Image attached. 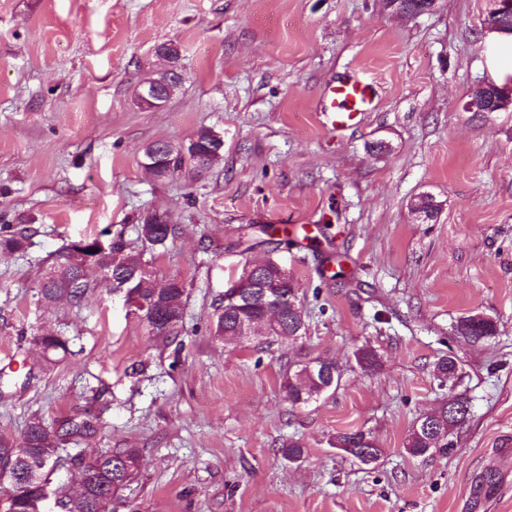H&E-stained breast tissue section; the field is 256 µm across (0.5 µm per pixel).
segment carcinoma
Listing matches in <instances>:
<instances>
[{"mask_svg":"<svg viewBox=\"0 0 512 512\" xmlns=\"http://www.w3.org/2000/svg\"><path fill=\"white\" fill-rule=\"evenodd\" d=\"M167 68L147 82L164 89L173 80L172 64L179 62V54H165ZM147 150H154L161 164L156 172L159 178L168 177L182 169L187 162L197 169L211 167L207 160L184 153L181 146L158 140ZM176 227L168 222L153 224L145 217L136 225L137 239L142 248L130 247L124 235L118 233L109 238L110 246L104 251L89 252L96 241L87 237L70 242L52 262L41 269L37 285L38 301L47 304L66 299L71 303L81 302L92 283L88 272L92 269L112 271V275L128 280V292L145 301L154 302V310L143 318L151 334L167 342L179 336L186 303V288L180 280L168 287H161L142 274V269L151 266L147 251L163 246L174 237ZM30 236L12 224L0 225V253H16L26 250ZM259 272L272 293L271 300L263 303L245 297L224 298L217 308L213 335L229 345H243L247 339L241 337L240 325L244 321L254 322L258 331L265 332V339L284 336L294 337L298 330L286 323L292 318L293 307H301L299 288L288 273V269L271 256L261 261L245 260L241 273ZM457 332L462 338L476 343L495 335L492 320L470 315L459 320ZM33 342L42 349L44 360L54 364L71 353L69 340L50 329L33 336ZM462 371L461 362L454 356H442L434 364L435 380L443 383ZM340 372L332 361L313 360L299 365L287 373L281 387L288 402L308 405L318 401L324 394L336 388ZM469 401L458 395H448L442 404L431 412L426 421H417L405 442V448L413 456H423L433 448L446 449L453 446L449 440L454 429L461 425L467 414L459 416L448 412L455 405H467ZM103 410L77 411L68 414L51 425L35 418L28 424L18 440L0 437V495L5 497L6 512H48V503H53L60 512H116L122 503V490L134 481L140 472L141 450L138 448H109L90 456L82 454L71 458L72 466L79 475L78 489L70 491L57 482L55 473L61 452L70 442H77L95 435L102 423ZM341 443L350 442L357 448L370 450L371 460L381 455V449L364 432L346 431L336 435Z\"/></svg>","mask_w":512,"mask_h":512,"instance_id":"carcinoma-1","label":"carcinoma"}]
</instances>
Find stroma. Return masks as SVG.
Instances as JSON below:
<instances>
[{"label": "stroma", "instance_id": "stroma-1", "mask_svg": "<svg viewBox=\"0 0 512 512\" xmlns=\"http://www.w3.org/2000/svg\"><path fill=\"white\" fill-rule=\"evenodd\" d=\"M490 7L0 0V225L32 231L26 252L0 254V436L94 407L100 391L104 429L67 452L140 449L117 512H512V110L465 107L496 78ZM170 42L183 86L164 108L139 106ZM347 74L372 83L374 102L337 129L322 95ZM202 127L224 138L214 166L145 168L150 143L183 146ZM380 139L388 151H373ZM422 193L441 205L428 223L410 210ZM156 212L177 232L153 268L188 294L172 343L100 285L78 304L36 302L42 266L68 242L104 229L136 242ZM251 224L291 233L276 256L299 287L298 339L211 334ZM475 313L496 333L473 344L455 326ZM43 328L73 350L47 371L32 341ZM361 348L376 367L356 362ZM448 354L463 372L444 386L433 367ZM316 358L338 366L336 390L291 406L284 373ZM452 392L471 405L452 447L410 456L413 425ZM346 430L381 457L338 450ZM292 439L297 462L280 452ZM336 440L341 443H354L355 448H362V450H365L362 457H368V450H366V448L369 449L371 454V463L377 460L382 452L381 448H378L369 436L359 430L338 432Z\"/></svg>", "mask_w": 512, "mask_h": 512}]
</instances>
